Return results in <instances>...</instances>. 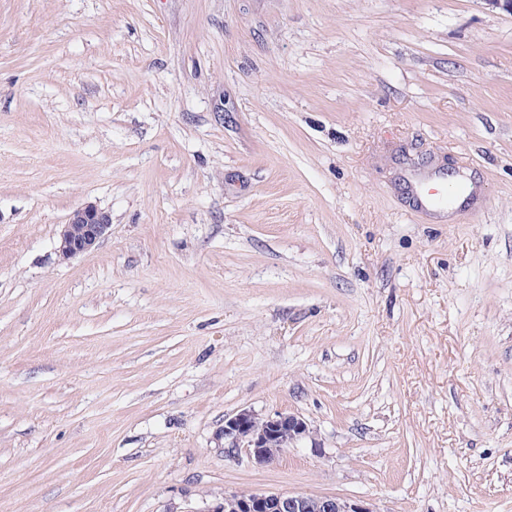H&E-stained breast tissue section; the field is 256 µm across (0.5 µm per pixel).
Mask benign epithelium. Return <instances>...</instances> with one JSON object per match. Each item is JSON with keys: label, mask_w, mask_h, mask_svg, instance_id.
<instances>
[{"label": "benign epithelium", "mask_w": 512, "mask_h": 512, "mask_svg": "<svg viewBox=\"0 0 512 512\" xmlns=\"http://www.w3.org/2000/svg\"><path fill=\"white\" fill-rule=\"evenodd\" d=\"M109 212L92 203L75 209L59 233L57 254L70 260L94 249L110 232ZM224 451L245 454L258 465L273 461L286 447L310 436L308 423L291 413L264 418L242 409L224 417ZM209 512H376L363 501L336 495L312 496L301 493L259 494L228 492L223 503Z\"/></svg>", "instance_id": "7a95c632"}]
</instances>
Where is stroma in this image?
I'll return each instance as SVG.
<instances>
[{"label":"stroma","mask_w":512,"mask_h":512,"mask_svg":"<svg viewBox=\"0 0 512 512\" xmlns=\"http://www.w3.org/2000/svg\"><path fill=\"white\" fill-rule=\"evenodd\" d=\"M448 166L480 201L439 222ZM241 409L312 435L226 454ZM231 491L512 512L511 14L0 0V512ZM109 212L92 203L75 209L59 233L57 254L70 260L94 249L110 232Z\"/></svg>","instance_id":"obj_1"}]
</instances>
